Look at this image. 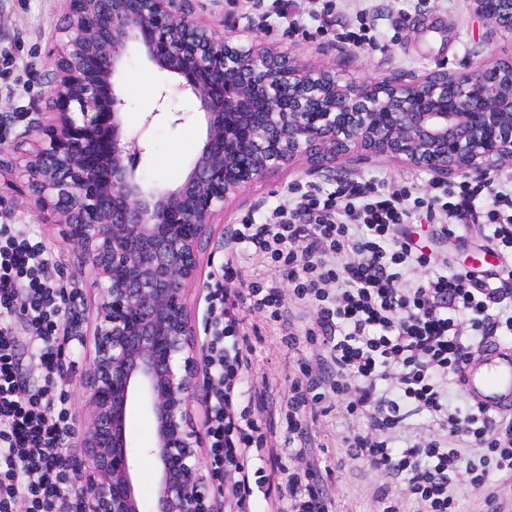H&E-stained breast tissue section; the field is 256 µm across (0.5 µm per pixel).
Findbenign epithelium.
Masks as SVG:
<instances>
[{
  "instance_id": "obj_1",
  "label": "benign epithelium",
  "mask_w": 512,
  "mask_h": 512,
  "mask_svg": "<svg viewBox=\"0 0 512 512\" xmlns=\"http://www.w3.org/2000/svg\"><path fill=\"white\" fill-rule=\"evenodd\" d=\"M191 0H68L51 97L55 118L21 174L87 256L98 297L93 358L79 385L87 421L67 435L82 453L72 481L78 512H213L201 474L199 348L191 289L200 253L224 202L304 160L315 172L353 153L465 176L512 163V56L472 75L388 78L374 84L304 67L288 52L233 43L191 17ZM475 12L512 32V0H473ZM179 79L205 135L183 178L156 188L136 173L149 149L125 131L128 52ZM156 92L145 125L186 115ZM154 429L153 498L139 494L131 414Z\"/></svg>"
}]
</instances>
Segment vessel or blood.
<instances>
[{"instance_id": "b4317fda", "label": "vessel or blood", "mask_w": 512, "mask_h": 512, "mask_svg": "<svg viewBox=\"0 0 512 512\" xmlns=\"http://www.w3.org/2000/svg\"><path fill=\"white\" fill-rule=\"evenodd\" d=\"M462 386L486 410L512 412V347L485 344L480 363L465 366Z\"/></svg>"}]
</instances>
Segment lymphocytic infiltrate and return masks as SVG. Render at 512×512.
<instances>
[{"instance_id":"lymphocytic-infiltrate-1","label":"lymphocytic infiltrate","mask_w":512,"mask_h":512,"mask_svg":"<svg viewBox=\"0 0 512 512\" xmlns=\"http://www.w3.org/2000/svg\"><path fill=\"white\" fill-rule=\"evenodd\" d=\"M266 17L286 20L293 32L314 19L319 35L342 36L356 47L374 45L370 25L336 33L337 0H321L309 17L290 13V0H258ZM437 221L439 233L456 235L461 224H484L496 249L512 248V174H481L432 185L385 179L340 178L324 188L308 185L283 197L262 222L238 225L233 240L263 253L293 287L295 298L315 312L303 335L319 346L323 366L313 374L300 363L286 415L289 441L306 436L307 409L335 396L366 427L345 438L364 464L403 480L423 512H451L459 474L479 487L485 475L474 460L452 447L455 439L488 448L496 465L512 470V419H492L470 404L460 413L448 401L450 387L487 340L512 334V266L492 272L452 271L451 259L426 252L406 230L419 212ZM52 258L41 240L12 224H0V512H71L70 462L63 438L71 428L64 406L66 346L73 334L63 320L64 289L51 277ZM429 270L426 278L418 270ZM225 263L207 295L205 369L211 379L208 459L213 479L232 477L237 512H254L259 498L277 496L282 512H327V498L308 473L265 457L266 434L250 409L236 410L237 387L250 367L240 333V308L284 320L278 280L251 282L227 291L239 277ZM32 330L29 349L42 370L32 393L17 382L19 364L10 321ZM428 412L438 437L395 449L390 437L404 421Z\"/></svg>"}]
</instances>
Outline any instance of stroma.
Here are the masks:
<instances>
[{
    "label": "stroma",
    "instance_id": "obj_1",
    "mask_svg": "<svg viewBox=\"0 0 512 512\" xmlns=\"http://www.w3.org/2000/svg\"><path fill=\"white\" fill-rule=\"evenodd\" d=\"M190 7L198 19L223 27L225 37L242 41L252 37L287 50L301 64L332 67L366 81L422 79L438 71L469 74L512 51V34L479 18L470 0H348L337 16L339 22H351L362 9L377 15L378 43L373 48L289 32L278 19L252 14L247 0L235 5L228 0H191ZM66 21L65 0H0V105L8 114L7 120L0 122V224H16L41 236L57 255L59 265L53 279L77 288L80 298L72 310L87 329L94 315L96 291L84 256L63 234L58 215L38 206L25 179L13 169L15 156L11 151L19 140L35 141L37 127L49 124L53 117L49 100L60 30ZM172 83L170 75L131 55L124 80L126 131L132 136L147 133L151 147L137 159V172L146 182L161 186L175 183L185 173L204 135L202 124L192 114L193 103L176 92L171 93L169 106L185 111V122L175 128L165 123L144 127L145 116L155 106L156 89ZM372 175L391 183L408 179L424 190L438 178L437 173L398 161L355 158L313 176L307 163L300 161L230 199L216 218L200 256V284L191 296L197 326L205 324L207 285L225 262L236 224L250 216L262 217L293 186L310 182L328 186L339 177ZM409 229L427 248L446 252L456 269L469 270L478 264L488 269L512 265V254L493 250L486 230L479 225H467L461 237L440 240L432 233V221L420 214ZM243 318L242 332L253 349L245 395H265L255 412L274 428L269 452L292 467L316 470L330 499L329 512H383L377 499L383 486L390 487L399 512H421V505L403 491L400 480L368 469L355 449L346 447L343 438L350 426L363 427L367 421L348 415L335 397H327L307 421L309 450L302 458L290 457L285 421L288 397L299 374V362L312 359L316 348L304 343L288 347L283 326L260 314L247 312ZM132 430L140 452L139 490L148 500L154 488L155 464L147 453L152 445V426L137 411ZM453 512H512V470L488 467L482 489L461 479Z\"/></svg>",
    "mask_w": 512,
    "mask_h": 512
}]
</instances>
